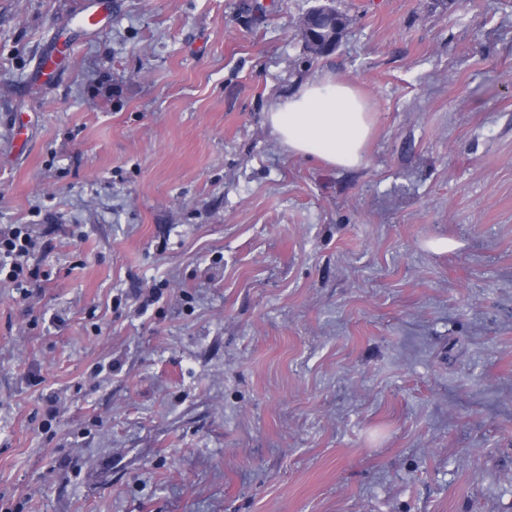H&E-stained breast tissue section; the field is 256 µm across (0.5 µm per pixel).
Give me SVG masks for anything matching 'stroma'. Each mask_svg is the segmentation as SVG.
Returning <instances> with one entry per match:
<instances>
[{
    "mask_svg": "<svg viewBox=\"0 0 512 512\" xmlns=\"http://www.w3.org/2000/svg\"><path fill=\"white\" fill-rule=\"evenodd\" d=\"M112 2L0 0V512H512V0ZM328 72L356 169L265 124ZM73 27L82 34L100 33L112 21V0H84ZM24 225L0 226V283L16 286L20 296L26 299L29 291L24 284L38 281L40 271L28 264L36 240L30 232L29 224ZM2 257L9 259V263H6L8 260L2 262Z\"/></svg>",
    "mask_w": 512,
    "mask_h": 512,
    "instance_id": "obj_1",
    "label": "stroma"
}]
</instances>
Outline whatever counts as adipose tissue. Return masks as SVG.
Returning <instances> with one entry per match:
<instances>
[{
	"label": "adipose tissue",
	"instance_id": "obj_1",
	"mask_svg": "<svg viewBox=\"0 0 512 512\" xmlns=\"http://www.w3.org/2000/svg\"><path fill=\"white\" fill-rule=\"evenodd\" d=\"M372 112L371 101L353 84L324 74L277 101L265 121L289 153L355 169L364 162L373 131Z\"/></svg>",
	"mask_w": 512,
	"mask_h": 512
}]
</instances>
